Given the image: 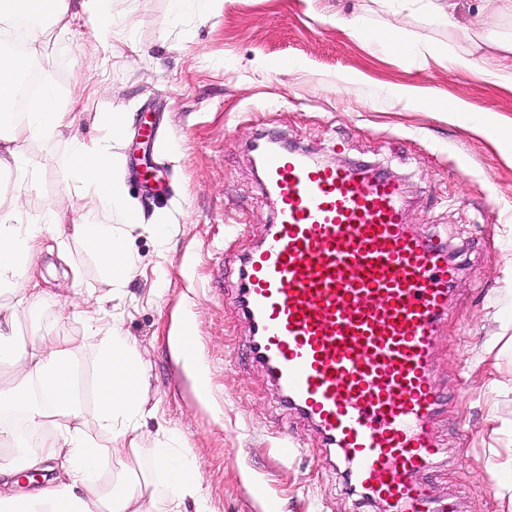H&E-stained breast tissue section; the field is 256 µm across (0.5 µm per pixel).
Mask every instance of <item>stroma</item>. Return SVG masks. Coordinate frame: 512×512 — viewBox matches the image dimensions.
<instances>
[{"label":"stroma","instance_id":"obj_1","mask_svg":"<svg viewBox=\"0 0 512 512\" xmlns=\"http://www.w3.org/2000/svg\"><path fill=\"white\" fill-rule=\"evenodd\" d=\"M132 41H113L109 77L89 78L80 39L54 38L38 73L61 95L84 92L90 110L125 109L131 119L116 150L126 188L146 215L172 228L158 246L146 228L129 232L135 265L109 304L146 371L139 465L170 430L199 468L215 512H379L350 494L316 428L284 404L250 352L252 329L238 297L244 259L268 239L277 208L250 150L275 136L334 165L367 162L401 181L405 220L440 239L463 272L439 327L431 359L442 395L434 420L440 448L423 481L457 512H512V151L471 124L428 109L436 98L463 102L473 116L512 131V86L401 56L352 38L336 17L365 14L432 45L454 41V26L420 23L415 0L386 10L373 0H216L206 20L168 24L167 0H138ZM512 34V15L482 14L481 0H457L454 25ZM414 92L399 99L400 89ZM41 164L39 189L22 195L26 219L77 201L61 169L62 140L27 143ZM33 262L56 299L95 302L108 291L96 256L67 226L46 225ZM196 331L197 371L170 341L175 320ZM22 340L76 339L78 382L89 434L97 337L81 319L58 320L52 303L23 307ZM204 373L207 398L196 375ZM298 451L278 452L283 436Z\"/></svg>","mask_w":512,"mask_h":512}]
</instances>
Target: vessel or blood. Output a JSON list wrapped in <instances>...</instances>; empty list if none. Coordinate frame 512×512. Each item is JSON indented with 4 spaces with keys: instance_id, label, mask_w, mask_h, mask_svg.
I'll use <instances>...</instances> for the list:
<instances>
[{
    "instance_id": "b4317fda",
    "label": "vessel or blood",
    "mask_w": 512,
    "mask_h": 512,
    "mask_svg": "<svg viewBox=\"0 0 512 512\" xmlns=\"http://www.w3.org/2000/svg\"><path fill=\"white\" fill-rule=\"evenodd\" d=\"M262 168L278 222L244 261L250 352L333 446L349 487L385 512H430L429 362L460 266L410 230L399 184L371 166L286 148Z\"/></svg>"
}]
</instances>
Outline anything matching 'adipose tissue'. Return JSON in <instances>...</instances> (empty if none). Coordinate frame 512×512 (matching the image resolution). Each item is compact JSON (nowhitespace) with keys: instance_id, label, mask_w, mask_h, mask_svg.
Masks as SVG:
<instances>
[{"instance_id":"1","label":"adipose tissue","mask_w":512,"mask_h":512,"mask_svg":"<svg viewBox=\"0 0 512 512\" xmlns=\"http://www.w3.org/2000/svg\"><path fill=\"white\" fill-rule=\"evenodd\" d=\"M116 2L0 0V42L14 38L21 43L20 50H0V175L17 174L27 188H35L40 168L26 144L57 138L69 147L62 175L78 190L71 212L47 209L37 224L24 219L16 196L0 192V365L11 369L9 377L0 376V475L14 478L49 460L60 462L66 475L64 481H50L33 492L0 493V512H186L190 503L195 512H213L197 465L180 451L176 432H168L153 450L155 468L165 481L163 493H156L151 477L138 476L131 468L139 453L138 424L148 414L140 394L144 374L133 344L106 319L104 308L81 313L87 335L99 339L94 422L108 437L104 445L84 428L74 384L79 344L24 343L17 336L18 300H44L28 278L43 225L69 224L72 236L97 256L115 291L124 287L135 261L126 240L129 229L147 227L161 245L169 239L168 225L147 219L126 193L112 143L120 139L128 113L93 114L94 120L110 124L111 140L79 138L73 127L87 105L80 96H61L48 80L25 112L11 110L21 78L42 61L52 35L70 34L97 48L130 35L136 0H126L122 11L116 10ZM458 39V44L443 45L438 58L456 70L482 74L474 55L479 46L475 33L460 28ZM55 424L59 433L48 435ZM107 470L112 473L108 482L103 479Z\"/></svg>"}]
</instances>
